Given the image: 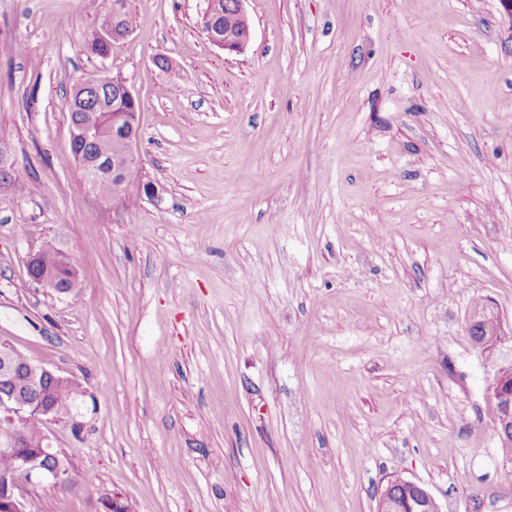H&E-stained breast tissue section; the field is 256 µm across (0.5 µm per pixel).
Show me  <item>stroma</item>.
Masks as SVG:
<instances>
[{
  "label": "stroma",
  "instance_id": "1",
  "mask_svg": "<svg viewBox=\"0 0 512 512\" xmlns=\"http://www.w3.org/2000/svg\"><path fill=\"white\" fill-rule=\"evenodd\" d=\"M0 0V341L77 379L65 484L29 512H376L392 475L441 512H512V463L467 329L512 320V23L498 0H249L227 54L204 0ZM169 58L179 78L159 70ZM122 74L139 171L104 200L70 146L73 87ZM152 184L147 196L142 186ZM53 246L68 294L28 282ZM94 468L98 492L79 485ZM128 0H105L104 20L111 23V32L105 37L103 27L92 31L86 40L87 48L101 59H107L115 43L112 39V28L119 33H130L134 30L135 16L127 6ZM224 1H220L222 15L218 20V2L205 0L206 5L201 13L200 25L210 42L212 44L216 42L214 45L224 50V53H241L251 40V24L246 9L248 0H233L231 13H224ZM225 17H227V21H225ZM218 22L224 25V34L221 33V26ZM205 28L207 31L204 30ZM399 482L408 484L414 490L409 512H441V510L434 508V505H437V501L428 489L402 477H399Z\"/></svg>",
  "mask_w": 512,
  "mask_h": 512
}]
</instances>
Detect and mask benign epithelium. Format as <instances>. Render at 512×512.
<instances>
[{
    "label": "benign epithelium",
    "mask_w": 512,
    "mask_h": 512,
    "mask_svg": "<svg viewBox=\"0 0 512 512\" xmlns=\"http://www.w3.org/2000/svg\"><path fill=\"white\" fill-rule=\"evenodd\" d=\"M248 0H234L232 12L225 14L227 23H218L219 9L216 0H205V8L200 17V25L207 26L205 31L209 40L216 42V46L228 54L241 53L251 40V24L246 9ZM115 148L112 153V176L126 181L138 173L139 159L136 154L138 130L112 128ZM478 322H485L491 328L481 341H473L475 347L483 353L494 352L503 344L502 336L512 335L503 325L498 310L491 304L483 302L471 310L469 315V333H474V326ZM67 377L37 364L29 359L25 360V367L18 369L13 361L12 353L7 349L0 350V419L10 424L13 430L9 431L0 441L3 451L15 455L17 464L15 468L0 474V486H5L8 493V512H27V499L21 489L20 480L30 484H40L44 481L61 483L68 478L69 468L62 465L49 464L47 455L51 449L50 442L35 453L22 450L20 441V427L29 420L39 419L59 420L60 413L56 409L45 405L36 397L41 385L47 382L65 381ZM25 386L32 395L25 401L18 396L19 388ZM487 398L494 404L500 405V415L503 424L495 426V432L505 459L512 460V429L504 423L512 419V363L495 367L492 378L486 389ZM399 481L406 483L414 490L410 501V512H439L434 505L437 501L433 494L425 487L395 477L388 480V484Z\"/></svg>",
    "instance_id": "obj_1"
}]
</instances>
